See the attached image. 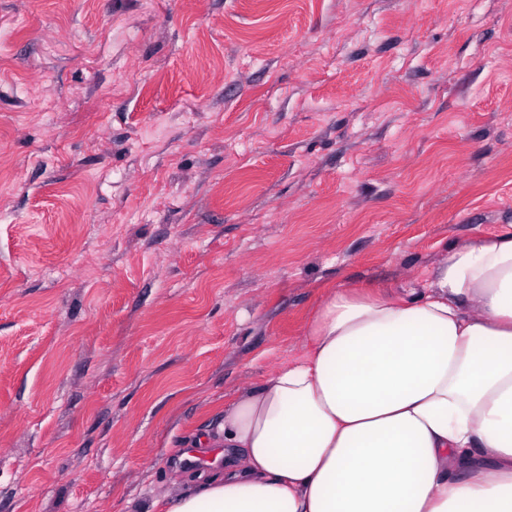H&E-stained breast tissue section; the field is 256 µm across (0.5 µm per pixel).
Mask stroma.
<instances>
[{"label": "stroma", "mask_w": 512, "mask_h": 512, "mask_svg": "<svg viewBox=\"0 0 512 512\" xmlns=\"http://www.w3.org/2000/svg\"><path fill=\"white\" fill-rule=\"evenodd\" d=\"M512 230V0H0V512H142L331 289Z\"/></svg>", "instance_id": "stroma-1"}]
</instances>
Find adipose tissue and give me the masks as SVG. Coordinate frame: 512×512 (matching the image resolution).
Here are the masks:
<instances>
[{
	"mask_svg": "<svg viewBox=\"0 0 512 512\" xmlns=\"http://www.w3.org/2000/svg\"><path fill=\"white\" fill-rule=\"evenodd\" d=\"M222 431L223 467L153 512H512V231L422 290L331 292Z\"/></svg>",
	"mask_w": 512,
	"mask_h": 512,
	"instance_id": "ef3b65f1",
	"label": "adipose tissue"
}]
</instances>
